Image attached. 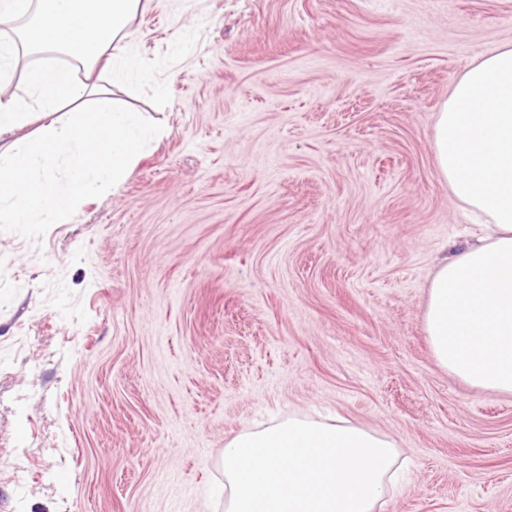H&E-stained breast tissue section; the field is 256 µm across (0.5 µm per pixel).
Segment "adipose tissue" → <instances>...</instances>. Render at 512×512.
Returning a JSON list of instances; mask_svg holds the SVG:
<instances>
[{"mask_svg": "<svg viewBox=\"0 0 512 512\" xmlns=\"http://www.w3.org/2000/svg\"><path fill=\"white\" fill-rule=\"evenodd\" d=\"M149 0H0V136L68 110L23 146L0 149V223H61L119 188L160 128L113 88L149 70L129 50ZM112 76L100 86L96 71ZM22 76L25 95L10 93ZM437 169L487 232L435 267L425 331L436 364L512 394V43L483 55L436 114ZM65 162L66 182L53 167ZM397 442L347 421L291 417L224 444L225 512H376L396 476Z\"/></svg>", "mask_w": 512, "mask_h": 512, "instance_id": "obj_1", "label": "adipose tissue"}]
</instances>
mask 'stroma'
Masks as SVG:
<instances>
[{
	"label": "stroma",
	"mask_w": 512,
	"mask_h": 512,
	"mask_svg": "<svg viewBox=\"0 0 512 512\" xmlns=\"http://www.w3.org/2000/svg\"><path fill=\"white\" fill-rule=\"evenodd\" d=\"M163 137L64 224L0 223V512H224V442L288 417L394 437L381 512H512V395L435 362L471 224L436 114L512 0H152Z\"/></svg>",
	"instance_id": "obj_1"
}]
</instances>
